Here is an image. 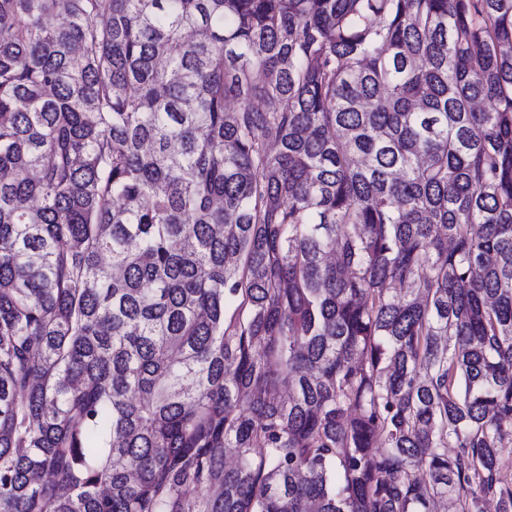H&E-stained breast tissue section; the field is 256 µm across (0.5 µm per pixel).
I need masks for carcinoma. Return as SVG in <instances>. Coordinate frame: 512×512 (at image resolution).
I'll return each instance as SVG.
<instances>
[{"mask_svg":"<svg viewBox=\"0 0 512 512\" xmlns=\"http://www.w3.org/2000/svg\"><path fill=\"white\" fill-rule=\"evenodd\" d=\"M507 439L512 0H0V512H512Z\"/></svg>","mask_w":512,"mask_h":512,"instance_id":"carcinoma-1","label":"carcinoma"}]
</instances>
